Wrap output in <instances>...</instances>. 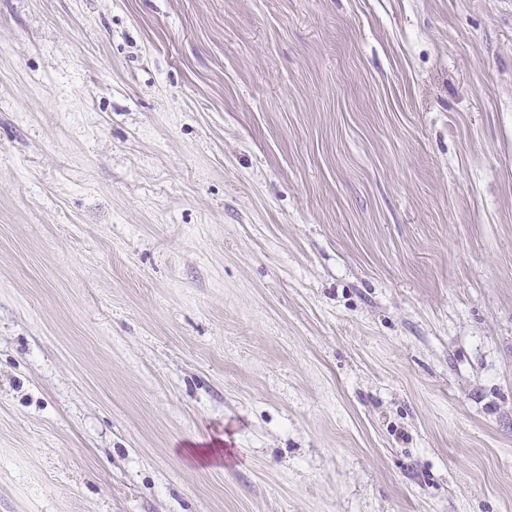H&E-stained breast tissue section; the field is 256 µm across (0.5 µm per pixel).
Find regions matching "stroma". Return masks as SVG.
<instances>
[{
  "mask_svg": "<svg viewBox=\"0 0 512 512\" xmlns=\"http://www.w3.org/2000/svg\"><path fill=\"white\" fill-rule=\"evenodd\" d=\"M0 512H512V0H0Z\"/></svg>",
  "mask_w": 512,
  "mask_h": 512,
  "instance_id": "1",
  "label": "stroma"
}]
</instances>
